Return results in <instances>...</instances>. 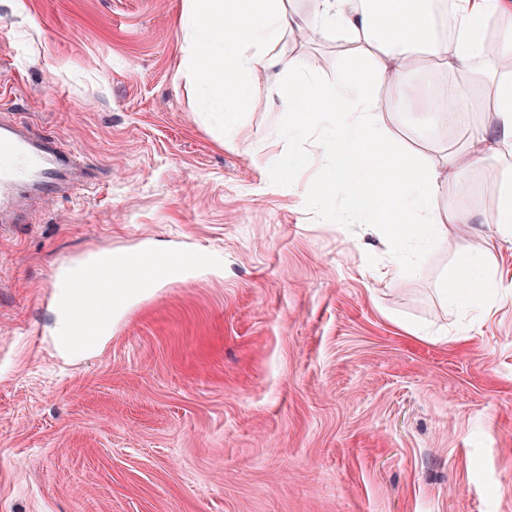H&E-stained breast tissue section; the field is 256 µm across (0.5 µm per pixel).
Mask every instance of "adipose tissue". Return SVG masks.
Here are the masks:
<instances>
[{
	"mask_svg": "<svg viewBox=\"0 0 512 512\" xmlns=\"http://www.w3.org/2000/svg\"><path fill=\"white\" fill-rule=\"evenodd\" d=\"M350 0H321L314 19L288 11L283 0H190L189 22L197 36L188 46L194 82L213 88V110L222 114L227 138L249 141L241 121L247 79L253 73L278 69L275 95L289 114L283 131L288 139L310 133L321 120L330 123L320 139L321 174L306 183L301 197L322 207L342 204L366 229L377 232L383 245L399 249L411 243L433 249L448 230L470 221L469 212L449 205L435 210L448 191V175L473 166L487 156L512 151V73L487 67L484 85L493 100L491 121L504 131L494 140L474 132L459 153L432 161L403 156L381 131L384 113L414 111L423 96L420 82L406 78L400 67L409 56L425 53L436 65L464 70L482 54L487 23L502 0H454L448 17L452 40L437 34L434 0H383L379 11L362 7L348 12ZM337 30L356 43L359 56L341 68L330 89L316 85L313 68L299 57H267L262 48L290 33L305 37L310 25ZM392 83L386 112L376 108L377 89ZM495 222L460 251L452 284L443 289L448 303L469 307L489 304L501 289L512 288V274L490 272L489 247L512 239V175H505L491 203Z\"/></svg>",
	"mask_w": 512,
	"mask_h": 512,
	"instance_id": "adipose-tissue-1",
	"label": "adipose tissue"
}]
</instances>
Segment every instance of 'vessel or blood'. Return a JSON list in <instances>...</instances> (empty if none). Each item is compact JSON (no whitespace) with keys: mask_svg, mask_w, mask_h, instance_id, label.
Wrapping results in <instances>:
<instances>
[{"mask_svg":"<svg viewBox=\"0 0 512 512\" xmlns=\"http://www.w3.org/2000/svg\"><path fill=\"white\" fill-rule=\"evenodd\" d=\"M100 172L82 160L69 144L34 134L15 113L0 111V223H10L18 196L40 199L48 195H68L85 185L100 181ZM169 257L143 247L116 252L108 265L90 267L82 282L58 284L46 295L54 306L71 298L86 306H104L115 288L155 287Z\"/></svg>","mask_w":512,"mask_h":512,"instance_id":"vessel-or-blood-1","label":"vessel or blood"}]
</instances>
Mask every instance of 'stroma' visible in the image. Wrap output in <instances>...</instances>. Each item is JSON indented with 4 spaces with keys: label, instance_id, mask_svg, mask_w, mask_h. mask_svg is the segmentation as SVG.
Instances as JSON below:
<instances>
[{
    "label": "stroma",
    "instance_id": "stroma-1",
    "mask_svg": "<svg viewBox=\"0 0 512 512\" xmlns=\"http://www.w3.org/2000/svg\"><path fill=\"white\" fill-rule=\"evenodd\" d=\"M188 0H0V107L107 170L0 226V512H512V297L489 312L439 289L512 157L453 176L472 215L409 271L343 210L305 204L309 158L283 185L288 114L258 73L224 140L189 76ZM330 88L352 51L313 27L268 44ZM488 97L452 135L389 115L388 139L433 159L488 124ZM150 242L213 268L161 284L98 350L61 360L44 303L63 268Z\"/></svg>",
    "mask_w": 512,
    "mask_h": 512
}]
</instances>
